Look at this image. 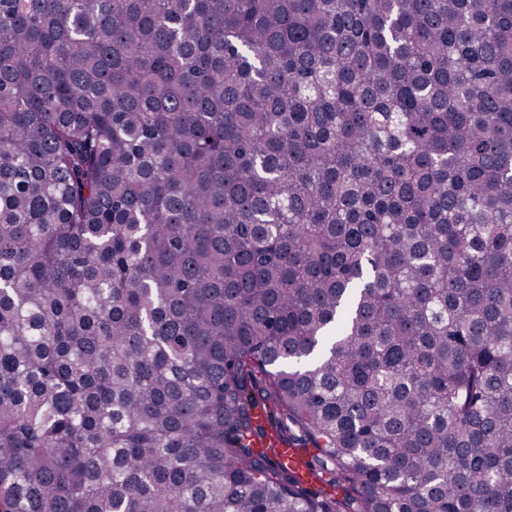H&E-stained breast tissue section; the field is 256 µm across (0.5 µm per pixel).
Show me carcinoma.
<instances>
[{
  "mask_svg": "<svg viewBox=\"0 0 512 512\" xmlns=\"http://www.w3.org/2000/svg\"><path fill=\"white\" fill-rule=\"evenodd\" d=\"M0 512H512V0H0Z\"/></svg>",
  "mask_w": 512,
  "mask_h": 512,
  "instance_id": "cac0c4a2",
  "label": "carcinoma"
}]
</instances>
